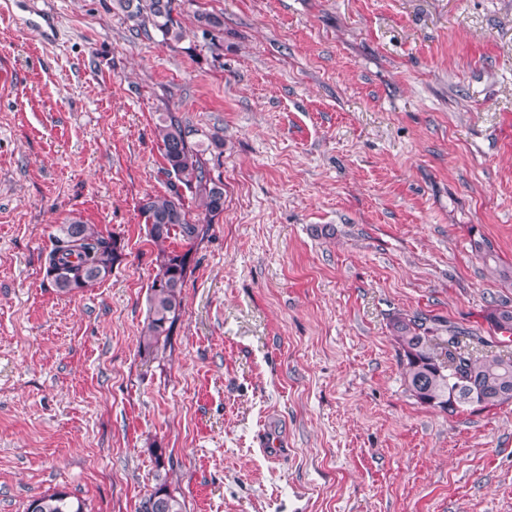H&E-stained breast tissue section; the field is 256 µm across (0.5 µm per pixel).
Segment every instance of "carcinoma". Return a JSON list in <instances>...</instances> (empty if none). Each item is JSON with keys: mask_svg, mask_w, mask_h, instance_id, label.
<instances>
[{"mask_svg": "<svg viewBox=\"0 0 512 512\" xmlns=\"http://www.w3.org/2000/svg\"><path fill=\"white\" fill-rule=\"evenodd\" d=\"M114 2L146 36L154 31L166 42H179L185 37V29L175 16L180 9L178 0ZM196 22L213 41L224 34L221 14L200 13ZM192 134L193 130L173 113L159 117L158 135L169 193L148 195L139 204L149 236L159 247L158 273L148 288L147 316L139 340L140 350L155 356L166 350L182 313L191 254L207 234L212 219L224 212V183L212 176L202 150L190 141ZM185 189L200 200L204 217L190 215ZM122 251L120 239L104 235L92 224H61L45 256L46 280L60 294L82 292L112 273ZM488 321L495 330L509 333L498 337L499 343L509 347L512 307L491 309ZM391 330L407 389L419 403L453 414L475 404L491 408L512 402V352L504 355L493 351L484 337L455 326L448 327V335L442 336L436 323L420 313L393 317ZM153 456L157 483L140 500L137 512H186L184 501L159 474L165 468L162 449H154ZM27 512H84V502L58 490L33 498Z\"/></svg>", "mask_w": 512, "mask_h": 512, "instance_id": "1", "label": "carcinoma"}]
</instances>
